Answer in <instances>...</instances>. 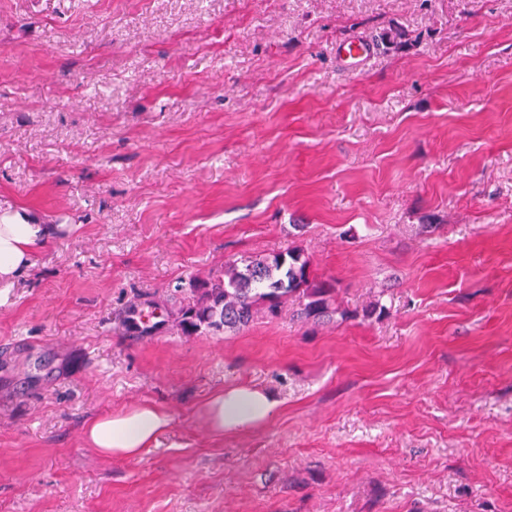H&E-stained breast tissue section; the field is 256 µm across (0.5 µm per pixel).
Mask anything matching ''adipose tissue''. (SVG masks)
I'll return each instance as SVG.
<instances>
[{
  "label": "adipose tissue",
  "mask_w": 512,
  "mask_h": 512,
  "mask_svg": "<svg viewBox=\"0 0 512 512\" xmlns=\"http://www.w3.org/2000/svg\"><path fill=\"white\" fill-rule=\"evenodd\" d=\"M52 232L24 212L0 216V288L27 266L33 251ZM278 400L271 394L246 385H231L205 402L201 415L217 437L239 434L262 427L277 413ZM171 424L170 415L151 402L98 416L84 430L86 443L106 458H134L157 440Z\"/></svg>",
  "instance_id": "obj_1"
}]
</instances>
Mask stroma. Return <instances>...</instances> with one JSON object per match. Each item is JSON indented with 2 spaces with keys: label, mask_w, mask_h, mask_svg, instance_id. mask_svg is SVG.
<instances>
[{
  "label": "stroma",
  "mask_w": 512,
  "mask_h": 512,
  "mask_svg": "<svg viewBox=\"0 0 512 512\" xmlns=\"http://www.w3.org/2000/svg\"><path fill=\"white\" fill-rule=\"evenodd\" d=\"M22 210L0 512H512V0H0ZM293 247L349 319L183 334L193 280ZM240 383L277 415L211 436ZM144 401L151 448L86 444ZM372 53L371 45L359 39L348 41L337 48L336 54L343 66L359 70ZM171 424L170 415L151 402L97 416L84 430L86 443L105 458H134Z\"/></svg>",
  "instance_id": "35a3bbf8"
}]
</instances>
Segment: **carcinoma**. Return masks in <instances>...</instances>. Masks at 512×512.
<instances>
[{
	"instance_id": "obj_1",
	"label": "carcinoma",
	"mask_w": 512,
	"mask_h": 512,
	"mask_svg": "<svg viewBox=\"0 0 512 512\" xmlns=\"http://www.w3.org/2000/svg\"><path fill=\"white\" fill-rule=\"evenodd\" d=\"M195 302L179 311L178 323L188 335L236 333L250 325L258 311L276 317L292 300L300 318L319 323L346 312L335 306L331 290L310 280L309 261L298 249L227 262L224 275L194 281Z\"/></svg>"
}]
</instances>
